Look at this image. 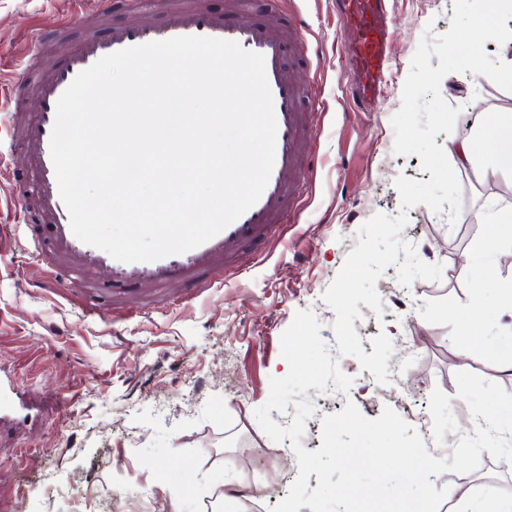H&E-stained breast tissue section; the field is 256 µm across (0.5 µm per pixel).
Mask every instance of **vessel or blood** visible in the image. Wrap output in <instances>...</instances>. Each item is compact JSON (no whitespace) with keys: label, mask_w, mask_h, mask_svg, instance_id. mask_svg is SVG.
<instances>
[{"label":"vessel or blood","mask_w":512,"mask_h":512,"mask_svg":"<svg viewBox=\"0 0 512 512\" xmlns=\"http://www.w3.org/2000/svg\"><path fill=\"white\" fill-rule=\"evenodd\" d=\"M152 0H98L96 10L79 15L75 21L84 35L69 46L63 58L50 60L22 71L23 81L32 83L41 110L37 118L23 124L18 132L30 161L39 218L48 224L49 247L30 237L29 246L44 266L46 278L60 287L80 285L87 316H101L100 290L120 297L126 288L152 295L181 282L200 283L211 271L239 261L245 247L263 243L288 221V213L302 194L299 175L301 155L316 130L300 110L301 91L285 63L286 42L273 18L243 19L250 0H230L225 13H216L202 0H169L162 14H154ZM389 0H340L336 24L343 34L342 47L354 78L347 88L350 108L367 111L381 93L389 63L390 30L387 22ZM138 5L139 20L115 25L111 16L123 6ZM107 36H98L101 27ZM196 35L229 39L265 58L268 83L277 121L275 164L268 185L256 205L220 234L187 253L152 262L124 263L77 239L59 194L50 157V137L55 121V104L75 76L101 57L124 48L175 36ZM31 406L11 384L0 381V422L26 421Z\"/></svg>","instance_id":"vessel-or-blood-1"}]
</instances>
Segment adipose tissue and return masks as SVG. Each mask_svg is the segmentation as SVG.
I'll return each mask as SVG.
<instances>
[{
    "instance_id": "ef3b65f1",
    "label": "adipose tissue",
    "mask_w": 512,
    "mask_h": 512,
    "mask_svg": "<svg viewBox=\"0 0 512 512\" xmlns=\"http://www.w3.org/2000/svg\"><path fill=\"white\" fill-rule=\"evenodd\" d=\"M453 153L457 165L479 168L494 175H512V114L502 115L491 123L481 122L475 133L460 141ZM491 232L475 238L469 245V255L478 264L474 275L477 288L488 289V298L498 309L512 314V282L499 281L490 267L481 263L492 247H512V213L491 212Z\"/></svg>"
}]
</instances>
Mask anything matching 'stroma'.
I'll return each instance as SVG.
<instances>
[{"label": "stroma", "mask_w": 512, "mask_h": 512, "mask_svg": "<svg viewBox=\"0 0 512 512\" xmlns=\"http://www.w3.org/2000/svg\"><path fill=\"white\" fill-rule=\"evenodd\" d=\"M275 3L288 23H304L307 39L292 38L285 61L308 91L303 108L317 134L302 161L305 190L290 217L246 270L216 272L214 286L168 288L169 305L128 308L102 297L101 317H87L78 287L43 284L36 257L18 236L28 224L41 241L49 233L31 204L0 177V375L11 377L35 418L19 428L0 425V512H242L243 501L270 512L298 475L290 441H272L253 411L269 396V380L288 365L280 339L297 311L312 310L347 392L308 389L316 411L302 445L317 450L324 415L355 404L367 418L391 408L424 440L428 452L449 457L472 434L475 408L512 406V371L461 358L451 338L471 320L476 334L512 330V317L480 310L469 272L470 241L487 234L490 204L506 206L512 176L457 171L462 208L457 220L423 205L402 210L395 180H429L419 156L394 151L392 116L424 31L445 33L454 0H392L391 62L375 111H351L343 85L345 60L334 15L336 0H253L250 19ZM97 0H0V112L29 118L40 109L31 86L17 85L18 63L36 53L35 33L72 24ZM82 30L73 26L72 40ZM441 94L461 107L454 131L435 142L450 149L480 118L512 113V92L475 74L453 73ZM406 212L401 239L441 278L401 286L388 266L376 289L382 315L361 306L354 328L365 353L388 336L389 384H379L358 360L337 349L336 314L324 301L360 227L377 214ZM482 452L469 486L443 498L437 512H489L512 498V463L489 466Z\"/></svg>", "instance_id": "1"}]
</instances>
